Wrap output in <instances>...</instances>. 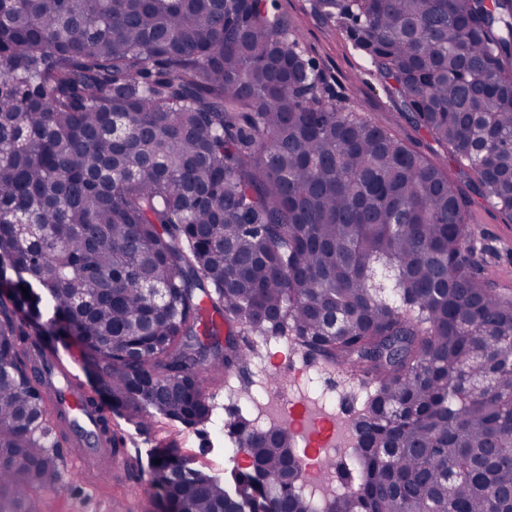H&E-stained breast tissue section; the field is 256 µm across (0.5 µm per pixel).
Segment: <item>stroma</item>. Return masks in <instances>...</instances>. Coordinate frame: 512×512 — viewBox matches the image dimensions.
Segmentation results:
<instances>
[{"mask_svg":"<svg viewBox=\"0 0 512 512\" xmlns=\"http://www.w3.org/2000/svg\"><path fill=\"white\" fill-rule=\"evenodd\" d=\"M277 5L298 35L306 56L321 73L330 96L394 130L413 149L443 166L471 198V227L479 242L474 260L488 273L494 288L512 293V220L504 219L498 209L476 195L469 170L407 119L365 58L356 51L346 31L335 22L322 19L313 8V0H277ZM264 366L263 355H255L233 388L217 389L215 424L210 428L215 450L204 458L211 472L220 474L230 468L231 452L224 446L219 425L239 394L248 392L259 396L269 387V374ZM112 421L127 443L119 450L123 461L111 483H97L86 471L63 461L50 484L40 491L43 512H157L147 452L156 446L159 435L138 432L117 414Z\"/></svg>","mask_w":512,"mask_h":512,"instance_id":"obj_1","label":"stroma"}]
</instances>
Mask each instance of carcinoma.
I'll list each match as a JSON object with an SVG mask.
<instances>
[{"label":"carcinoma","instance_id":"carcinoma-1","mask_svg":"<svg viewBox=\"0 0 512 512\" xmlns=\"http://www.w3.org/2000/svg\"><path fill=\"white\" fill-rule=\"evenodd\" d=\"M315 9L512 217V0ZM470 204L323 96L275 0H0V512H38L80 434L44 379L47 302L128 424L202 437L150 453L168 512H314L285 427L234 407L254 463L199 461L204 384L273 339L365 392L324 512H512V295L475 268Z\"/></svg>","mask_w":512,"mask_h":512}]
</instances>
